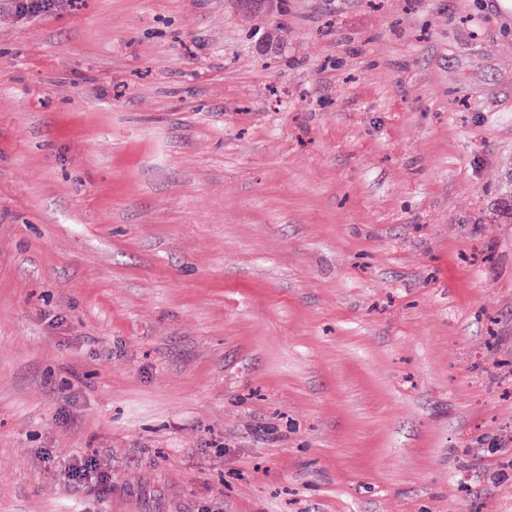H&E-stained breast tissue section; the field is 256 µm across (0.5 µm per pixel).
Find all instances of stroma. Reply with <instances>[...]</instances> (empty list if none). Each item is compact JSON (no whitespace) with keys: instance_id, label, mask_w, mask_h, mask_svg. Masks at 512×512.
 Returning <instances> with one entry per match:
<instances>
[{"instance_id":"stroma-1","label":"stroma","mask_w":512,"mask_h":512,"mask_svg":"<svg viewBox=\"0 0 512 512\" xmlns=\"http://www.w3.org/2000/svg\"><path fill=\"white\" fill-rule=\"evenodd\" d=\"M497 0H0V512H512Z\"/></svg>"}]
</instances>
